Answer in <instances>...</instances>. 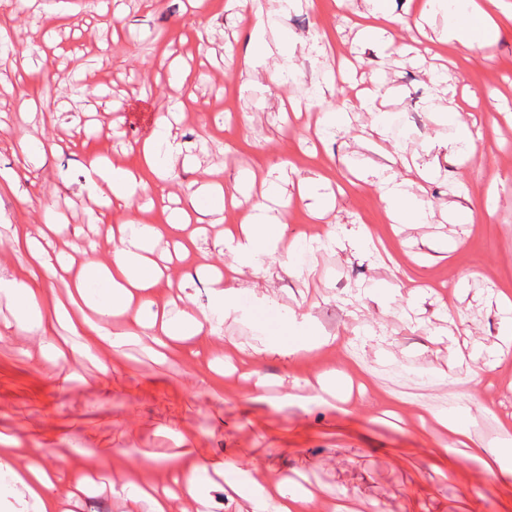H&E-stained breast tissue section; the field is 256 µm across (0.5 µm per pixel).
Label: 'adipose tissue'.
Instances as JSON below:
<instances>
[{"label":"adipose tissue","instance_id":"adipose-tissue-1","mask_svg":"<svg viewBox=\"0 0 512 512\" xmlns=\"http://www.w3.org/2000/svg\"><path fill=\"white\" fill-rule=\"evenodd\" d=\"M437 15L443 16L446 22L449 39L466 54L479 44L492 41L502 23L512 22V0H422L420 19L426 21ZM170 128L167 116L156 118L151 134L142 144L139 172L110 165L96 156L88 163L85 185L89 196L98 202L115 199L127 204L136 191L149 193L153 204L166 213L165 223L142 224L129 219L113 226L110 262L88 261L74 276L65 302L43 301L40 289L32 287L28 280L0 277V300L12 306L15 328L41 336L43 348H54L52 331L55 325L64 324L74 331H92L118 356L122 355L128 336L143 333L150 336L159 356L164 358L169 352H182L183 340L201 336L206 324L223 316L225 307L230 306L234 278L220 274L210 279L213 302L209 308H189L173 315L166 304L154 299V290L164 276L162 266L154 257L155 243L166 237L172 241L175 251H188L197 242L196 236L185 233L190 212L220 211L225 204L223 192L212 191L204 196L191 195L188 208H170L166 180L182 154ZM376 177L392 223L406 224L425 217L423 201L410 198L408 179L399 177L389 167L377 171ZM245 222L241 231L225 230L219 243L238 256L240 267L253 268L259 259L274 258L280 239L264 203H256L248 211ZM14 240L25 253L32 273L54 277L66 270L65 261L54 251L43 228L15 231ZM134 304L139 305V313L131 314L128 324L113 326V317L129 312ZM210 468L206 460L191 461L187 466L185 497L167 493L152 498V512H186L184 500L201 501ZM12 482L33 500L37 512H60L63 500L76 495L72 489L60 491L43 468L24 477L13 476ZM231 488L249 502L251 512H304L316 498L307 488H289L284 477L255 479L247 486L235 482Z\"/></svg>","mask_w":512,"mask_h":512}]
</instances>
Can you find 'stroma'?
<instances>
[{
	"label": "stroma",
	"mask_w": 512,
	"mask_h": 512,
	"mask_svg": "<svg viewBox=\"0 0 512 512\" xmlns=\"http://www.w3.org/2000/svg\"><path fill=\"white\" fill-rule=\"evenodd\" d=\"M364 0H317L316 9L282 11L264 0L268 40L294 49L252 74L241 71L252 26L241 8H195L192 0H0L14 37L0 61V275L28 278L13 229L51 209L82 235L61 234L55 248L83 265L98 240L108 261L106 225L135 213L161 224V210L135 196L131 208L103 207L83 186L91 153L137 170V145L158 115L187 156L171 181L178 200L204 184L241 185L233 215L265 200L284 251L245 270L234 308L189 357L161 363L138 341L113 362L88 334L69 335L62 352L7 328L0 304V452L19 472L43 466L65 485L85 482L73 512H127L103 491L113 479L172 485L193 457L232 459L245 472L287 475L358 512H512V470L487 471L485 448H512V421L496 409L512 395V27L461 56L454 42L416 28L409 0H387L373 18L380 37L354 22ZM56 12L77 24L47 23ZM324 51H300L316 30ZM52 67L44 80L40 59ZM50 98L53 113L18 114ZM482 128L476 150L454 149L448 101ZM342 111L324 128L329 113ZM56 144L38 154V142ZM419 162L432 179L412 187L422 222L392 223L375 166L404 172ZM255 173L239 184L242 170ZM314 181L333 198L326 219L310 215L297 185ZM31 202L19 205V194ZM498 197L493 214L458 222L457 207ZM369 240L354 243L358 227ZM335 230L334 246L309 240ZM209 229L189 258L174 261L185 288L178 307L212 302L210 272L234 263ZM331 345L302 357L305 337ZM257 350L252 379L225 364L232 346ZM259 400H250V392ZM295 394L284 404V393ZM456 418L476 444L466 448L437 418Z\"/></svg>",
	"instance_id": "obj_1"
}]
</instances>
